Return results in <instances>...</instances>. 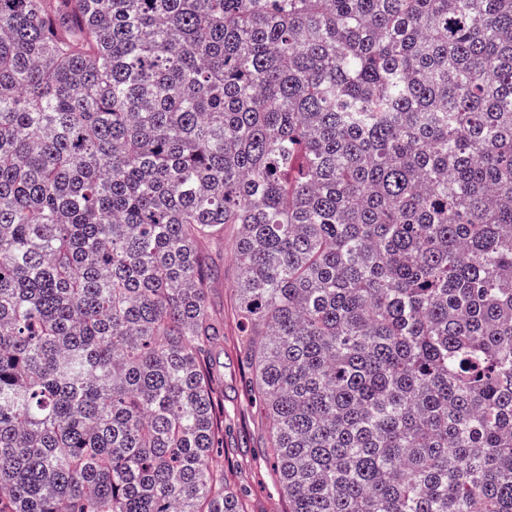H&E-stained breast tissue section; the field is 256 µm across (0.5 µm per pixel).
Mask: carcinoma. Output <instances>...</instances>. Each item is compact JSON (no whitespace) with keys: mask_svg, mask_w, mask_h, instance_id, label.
Returning <instances> with one entry per match:
<instances>
[{"mask_svg":"<svg viewBox=\"0 0 512 512\" xmlns=\"http://www.w3.org/2000/svg\"><path fill=\"white\" fill-rule=\"evenodd\" d=\"M226 224L285 512H512V0H0V512H244ZM237 227H224V241L207 245L219 268L210 289V304L224 322V336L208 359L223 392L224 442L213 459L224 468V484L242 493L245 512H284L286 504L275 489V474L267 452L268 428L248 389L249 369L236 345L237 318L233 308ZM222 447V448H221ZM218 450V452L216 451Z\"/></svg>","mask_w":512,"mask_h":512,"instance_id":"carcinoma-1","label":"carcinoma"}]
</instances>
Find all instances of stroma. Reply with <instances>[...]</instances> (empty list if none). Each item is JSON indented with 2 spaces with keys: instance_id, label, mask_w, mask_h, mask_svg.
Listing matches in <instances>:
<instances>
[{
  "instance_id": "stroma-1",
  "label": "stroma",
  "mask_w": 512,
  "mask_h": 512,
  "mask_svg": "<svg viewBox=\"0 0 512 512\" xmlns=\"http://www.w3.org/2000/svg\"><path fill=\"white\" fill-rule=\"evenodd\" d=\"M237 228H224L223 242L211 245L219 276L209 293L210 304L224 323V334L208 359L223 392L224 442L213 459L224 470V482L241 493L244 512H284L267 455L268 428L248 389L249 369L237 345L233 308Z\"/></svg>"
}]
</instances>
